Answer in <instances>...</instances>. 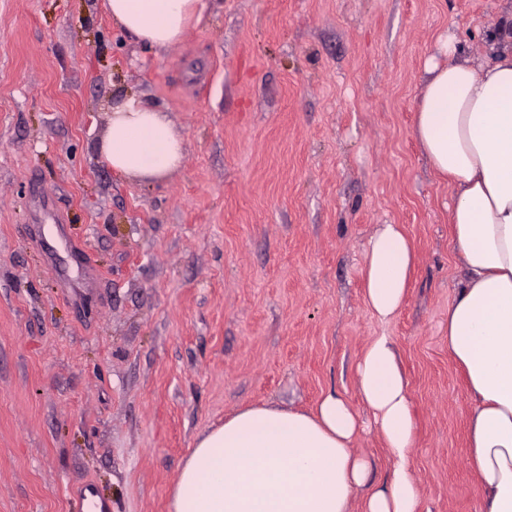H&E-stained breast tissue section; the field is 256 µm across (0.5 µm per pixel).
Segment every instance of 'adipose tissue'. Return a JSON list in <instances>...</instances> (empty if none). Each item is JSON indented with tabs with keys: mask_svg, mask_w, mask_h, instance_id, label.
<instances>
[{
	"mask_svg": "<svg viewBox=\"0 0 512 512\" xmlns=\"http://www.w3.org/2000/svg\"><path fill=\"white\" fill-rule=\"evenodd\" d=\"M113 23L158 51L200 23L205 0H106ZM457 40L440 38L415 102L413 136L452 188L449 220L466 278L448 306V351L472 396L468 466L484 491L482 512H512V11L502 14L483 56L458 60ZM117 173L160 179L184 160V139L164 112L134 95L111 106L98 145ZM399 224L379 225L362 269L368 312L387 323L400 310L416 266ZM356 375L393 460L372 486L370 461L354 451L365 422L343 395L316 408L252 406L205 432L169 494V512H419L409 450L414 445L408 383L391 337L365 346Z\"/></svg>",
	"mask_w": 512,
	"mask_h": 512,
	"instance_id": "adipose-tissue-1",
	"label": "adipose tissue"
}]
</instances>
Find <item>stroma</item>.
Wrapping results in <instances>:
<instances>
[{"instance_id": "35a3bbf8", "label": "stroma", "mask_w": 512, "mask_h": 512, "mask_svg": "<svg viewBox=\"0 0 512 512\" xmlns=\"http://www.w3.org/2000/svg\"><path fill=\"white\" fill-rule=\"evenodd\" d=\"M159 52L103 0H0V512H168L198 435L241 408L370 413L355 367L390 336L408 380L420 512H481L471 405L448 352L462 280L451 189L412 135L424 63L482 55L512 0H207ZM140 96L186 144L160 180L97 151ZM417 254L388 324L365 247Z\"/></svg>"}]
</instances>
